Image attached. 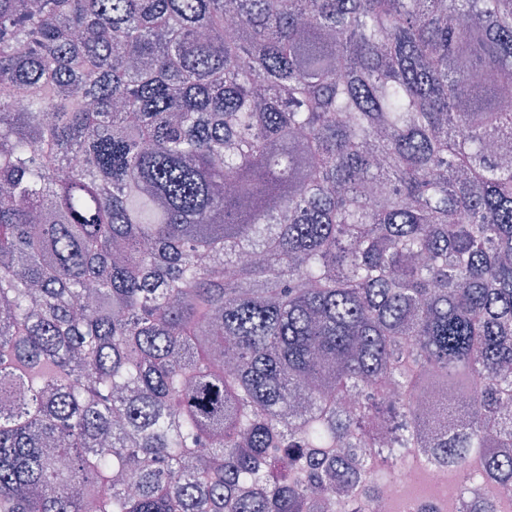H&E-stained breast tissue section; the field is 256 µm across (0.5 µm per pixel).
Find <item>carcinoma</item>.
Here are the masks:
<instances>
[{
	"instance_id": "1",
	"label": "carcinoma",
	"mask_w": 512,
	"mask_h": 512,
	"mask_svg": "<svg viewBox=\"0 0 512 512\" xmlns=\"http://www.w3.org/2000/svg\"><path fill=\"white\" fill-rule=\"evenodd\" d=\"M409 448L512 499V0H0V512Z\"/></svg>"
}]
</instances>
